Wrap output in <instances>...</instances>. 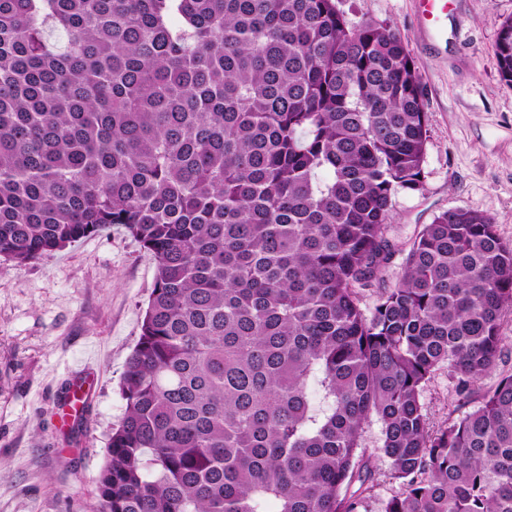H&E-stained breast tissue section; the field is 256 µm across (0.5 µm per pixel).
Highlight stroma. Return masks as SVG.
I'll list each match as a JSON object with an SVG mask.
<instances>
[{
  "label": "stroma",
  "mask_w": 512,
  "mask_h": 512,
  "mask_svg": "<svg viewBox=\"0 0 512 512\" xmlns=\"http://www.w3.org/2000/svg\"><path fill=\"white\" fill-rule=\"evenodd\" d=\"M341 7L352 23L397 29L424 89L423 187L393 199L387 236L397 252L385 285L441 211L487 213L512 242V86L501 81L494 54L512 0H451L448 25L434 37L417 0H342ZM154 284L152 255L118 228L24 266L0 260V512H100L97 479L125 414L119 385ZM503 334L501 358L469 403L459 402L447 371L434 376L423 394L434 423L470 411L500 375L512 374V316ZM79 382L86 404L75 413L65 396ZM379 438L378 424L366 427L369 512L400 490Z\"/></svg>",
  "instance_id": "1"
}]
</instances>
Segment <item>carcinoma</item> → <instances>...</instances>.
<instances>
[{"mask_svg": "<svg viewBox=\"0 0 512 512\" xmlns=\"http://www.w3.org/2000/svg\"><path fill=\"white\" fill-rule=\"evenodd\" d=\"M341 0H0V259L113 225L156 264L120 383L102 512H512V245L484 213L423 225L374 307L392 200L423 184L415 61ZM512 86V20L495 40ZM503 336H506L505 346L495 370L477 383L471 400L463 404L448 382V372L439 371L428 384L423 400L434 423L443 424L447 420L457 419L479 405L480 395L495 384L502 374H512V315L506 320ZM379 438V425L373 422L365 429L364 445L366 448H362L375 474V486L371 492L372 497L368 506V510L371 512H379L381 503L400 491L399 483L389 479L387 476L390 464L381 448H378Z\"/></svg>", "mask_w": 512, "mask_h": 512, "instance_id": "obj_1", "label": "carcinoma"}]
</instances>
